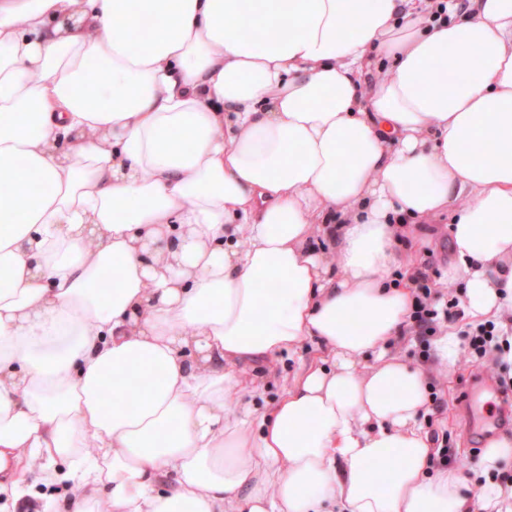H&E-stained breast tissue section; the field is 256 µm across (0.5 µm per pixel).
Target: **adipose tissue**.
Wrapping results in <instances>:
<instances>
[{
    "mask_svg": "<svg viewBox=\"0 0 512 512\" xmlns=\"http://www.w3.org/2000/svg\"><path fill=\"white\" fill-rule=\"evenodd\" d=\"M435 9L0 0V470L60 512H512V437L469 494L389 350L444 216L463 323L512 342V0ZM309 338L259 410L247 368ZM22 488L25 492L24 496L18 501V505L15 508L9 503V511L25 512L21 510L22 504L33 502L37 506L31 512H42V510L44 512V503L48 498L61 500L70 497V488L67 482L47 484L41 478V473L37 470H32L26 475Z\"/></svg>",
    "mask_w": 512,
    "mask_h": 512,
    "instance_id": "obj_1",
    "label": "adipose tissue"
}]
</instances>
